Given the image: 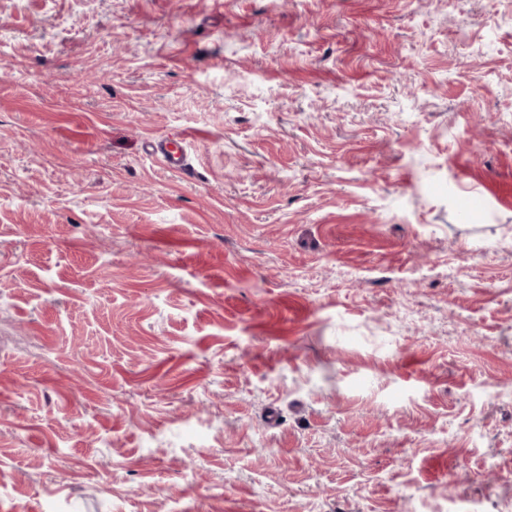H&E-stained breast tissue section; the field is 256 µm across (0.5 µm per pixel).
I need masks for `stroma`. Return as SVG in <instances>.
Wrapping results in <instances>:
<instances>
[{
	"instance_id": "1",
	"label": "stroma",
	"mask_w": 512,
	"mask_h": 512,
	"mask_svg": "<svg viewBox=\"0 0 512 512\" xmlns=\"http://www.w3.org/2000/svg\"><path fill=\"white\" fill-rule=\"evenodd\" d=\"M0 512H512V0H0ZM185 141L183 139H160L152 148L159 153L167 167L175 172L185 170Z\"/></svg>"
}]
</instances>
